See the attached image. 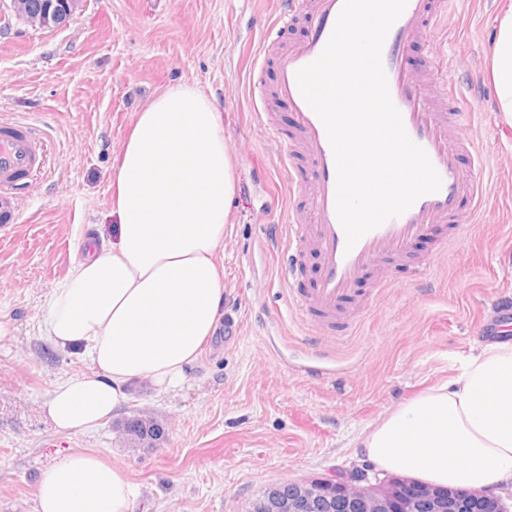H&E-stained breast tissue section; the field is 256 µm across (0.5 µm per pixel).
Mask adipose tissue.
Returning <instances> with one entry per match:
<instances>
[{
    "instance_id": "adipose-tissue-1",
    "label": "adipose tissue",
    "mask_w": 512,
    "mask_h": 512,
    "mask_svg": "<svg viewBox=\"0 0 512 512\" xmlns=\"http://www.w3.org/2000/svg\"><path fill=\"white\" fill-rule=\"evenodd\" d=\"M491 78L512 121V5L499 19ZM111 187L116 236L88 240L39 325L58 348L83 346L92 365L42 404L61 432L97 427L126 403L132 382L178 387L224 315L219 249L235 178L214 102L191 85L157 95L137 113ZM360 445L380 470L436 486L512 480V342L486 344L457 380L370 425ZM135 497L121 468L76 450L42 472L36 512H134Z\"/></svg>"
}]
</instances>
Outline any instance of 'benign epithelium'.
Returning a JSON list of instances; mask_svg holds the SVG:
<instances>
[{"instance_id": "1", "label": "benign epithelium", "mask_w": 512, "mask_h": 512, "mask_svg": "<svg viewBox=\"0 0 512 512\" xmlns=\"http://www.w3.org/2000/svg\"><path fill=\"white\" fill-rule=\"evenodd\" d=\"M325 501L339 503L344 512H512L490 488L451 491L394 475L372 477L366 468L273 484L249 512H319Z\"/></svg>"}]
</instances>
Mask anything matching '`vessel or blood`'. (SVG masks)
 <instances>
[{
  "mask_svg": "<svg viewBox=\"0 0 512 512\" xmlns=\"http://www.w3.org/2000/svg\"><path fill=\"white\" fill-rule=\"evenodd\" d=\"M342 6L343 0H313L305 11L299 0H283L279 14L267 23L257 52L258 64L273 61L276 81L271 96H259L255 108L262 125L284 147L282 165L288 175V195L294 200L287 224L272 226L270 238L288 245L281 280L290 301L312 327L323 331L342 328L339 314L355 302L361 284L370 281L378 288L389 287L381 264L408 259L411 246L441 225L447 228V240H454L461 225L476 221L485 198L482 157H474L468 166L461 161L469 142L457 94L445 86L431 94L427 83L433 70L416 73L408 56L411 44L448 16V0H408L388 32L382 62L404 128L427 153L441 177V188L347 247L336 213L333 150L323 123L303 99L296 80L297 71L324 50ZM300 13L305 16L304 38L279 45L283 26ZM273 99L285 103L291 112L290 129L277 126L269 110ZM48 161L45 135L34 124H0V227L17 223L19 191L46 171ZM307 252L316 256L317 263L309 287L302 288L297 272Z\"/></svg>",
  "mask_w": 512,
  "mask_h": 512,
  "instance_id": "obj_1",
  "label": "vessel or blood"
}]
</instances>
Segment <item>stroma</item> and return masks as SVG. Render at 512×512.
<instances>
[{
  "mask_svg": "<svg viewBox=\"0 0 512 512\" xmlns=\"http://www.w3.org/2000/svg\"><path fill=\"white\" fill-rule=\"evenodd\" d=\"M508 0H456L455 16L414 44V65L448 61L468 114L466 136L484 157L485 206L421 278L388 266L399 288H365L344 334L312 341L269 250L285 223L283 150L254 113L252 69L279 0H82L64 24L35 30L0 0V119L39 121L49 170L19 196L20 222L0 232V512H34L40 471L71 450L96 452L136 489L135 512H247L269 485L368 466L355 446L370 424L462 372L488 338L482 319L512 294V139L489 78ZM190 84L213 98L234 161L236 194L219 251L224 318L175 391L145 381L92 432H57L41 405L55 383L90 373L76 349L40 336L45 300L86 234L117 230L111 180L137 112ZM162 418L167 439L130 448L129 417Z\"/></svg>",
  "mask_w": 512,
  "mask_h": 512,
  "instance_id": "1",
  "label": "stroma"
}]
</instances>
